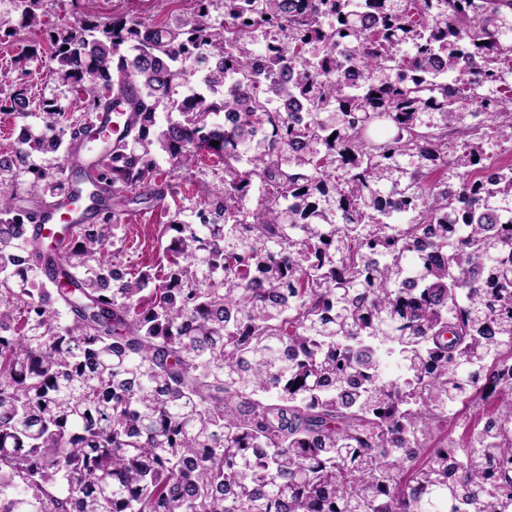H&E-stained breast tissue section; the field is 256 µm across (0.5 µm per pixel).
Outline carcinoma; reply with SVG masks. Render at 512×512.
<instances>
[{
	"instance_id": "carcinoma-1",
	"label": "carcinoma",
	"mask_w": 512,
	"mask_h": 512,
	"mask_svg": "<svg viewBox=\"0 0 512 512\" xmlns=\"http://www.w3.org/2000/svg\"><path fill=\"white\" fill-rule=\"evenodd\" d=\"M193 2L50 32L75 112L0 98L23 121L0 154V512H512V163L464 123L512 141V0H223L220 23ZM41 8L7 0L0 29ZM120 101L125 134L86 139ZM460 128L450 189L431 174ZM79 149L129 204L163 194V156L174 180L224 158L162 225V275L110 258L112 208L44 277L14 188L67 194L30 158ZM467 124H478L484 125L482 132H486L488 135L483 139V149L487 153V155H492L494 160L497 161H509L512 160V143H502L499 141V138L495 137L494 134L491 133L492 129L490 128L493 124L491 118L487 114H481L477 117H467ZM491 407L490 401L479 402L464 408L456 416H449L448 422H442L434 429V438L439 440L449 437L457 441L466 438L468 433L464 431L476 425Z\"/></svg>"
}]
</instances>
